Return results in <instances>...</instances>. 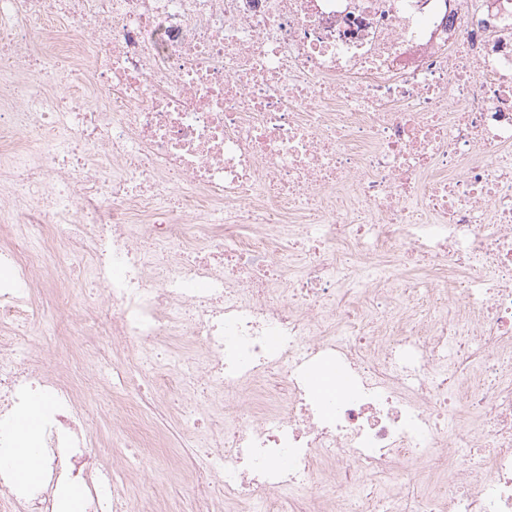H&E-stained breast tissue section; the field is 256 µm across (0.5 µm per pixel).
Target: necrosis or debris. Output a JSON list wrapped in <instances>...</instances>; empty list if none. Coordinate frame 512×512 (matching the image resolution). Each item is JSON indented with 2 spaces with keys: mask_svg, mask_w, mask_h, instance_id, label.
<instances>
[{
  "mask_svg": "<svg viewBox=\"0 0 512 512\" xmlns=\"http://www.w3.org/2000/svg\"><path fill=\"white\" fill-rule=\"evenodd\" d=\"M85 260L105 294L60 307L66 362L102 333L216 399L196 512H512V0H0V447L46 407L41 481L1 469L0 512L65 484L154 512L22 350ZM149 399L126 447L155 445Z\"/></svg>",
  "mask_w": 512,
  "mask_h": 512,
  "instance_id": "1",
  "label": "necrosis or debris"
}]
</instances>
